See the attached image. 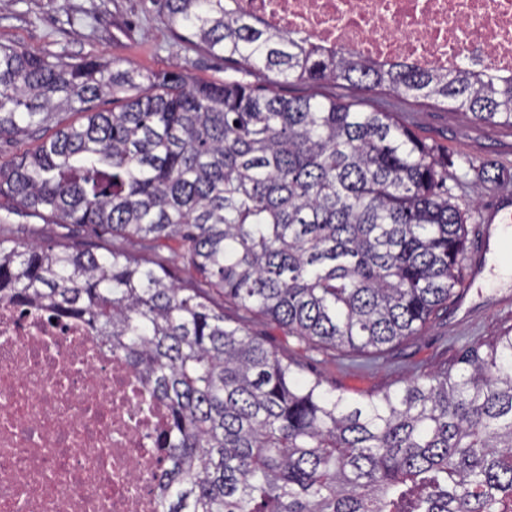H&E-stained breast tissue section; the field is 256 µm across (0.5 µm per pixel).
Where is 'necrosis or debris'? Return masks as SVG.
I'll use <instances>...</instances> for the list:
<instances>
[{
  "instance_id": "4bbe7bcc",
  "label": "necrosis or debris",
  "mask_w": 512,
  "mask_h": 512,
  "mask_svg": "<svg viewBox=\"0 0 512 512\" xmlns=\"http://www.w3.org/2000/svg\"><path fill=\"white\" fill-rule=\"evenodd\" d=\"M387 62L512 74V0H227ZM166 410L78 322L0 304V512H163Z\"/></svg>"
}]
</instances>
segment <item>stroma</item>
<instances>
[{"instance_id":"stroma-1","label":"stroma","mask_w":512,"mask_h":512,"mask_svg":"<svg viewBox=\"0 0 512 512\" xmlns=\"http://www.w3.org/2000/svg\"><path fill=\"white\" fill-rule=\"evenodd\" d=\"M0 44L31 55L63 56L72 64L90 58L113 61L135 78L183 71L194 79L220 83L237 77L233 64L180 40L152 0H0ZM288 97L313 95L362 102L365 108L394 113L415 135L433 147L448 165V195L465 212L466 244L474 246L484 207L500 191L512 192V128L451 112L431 99L399 96L386 90L351 89L331 82L280 81ZM74 112H55L49 120L0 139V163L34 150L58 128L78 122ZM0 238L102 250L109 235L82 227L53 224L0 209ZM173 277L205 288L227 322L243 327L291 363L299 375L321 379L326 389L348 397L380 394L405 387L413 379L443 367H455L462 351L512 331V306L499 304L501 289L463 277L456 297L441 308L418 335L357 352L286 335L276 324L247 314L226 301L204 280L173 265Z\"/></svg>"}]
</instances>
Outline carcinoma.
<instances>
[{
	"label": "carcinoma",
	"mask_w": 512,
	"mask_h": 512,
	"mask_svg": "<svg viewBox=\"0 0 512 512\" xmlns=\"http://www.w3.org/2000/svg\"><path fill=\"white\" fill-rule=\"evenodd\" d=\"M225 0H153L175 34L247 72L149 78L0 44V138L83 113L8 164L0 208L154 243L242 310L315 344L380 350L459 284L448 168L390 112L287 98L278 78L440 101L512 127V75L370 61ZM134 88L118 112L105 94ZM83 320L166 406L164 512H512V335L401 390L350 398L298 376L168 266L0 239V302Z\"/></svg>",
	"instance_id": "obj_1"
}]
</instances>
